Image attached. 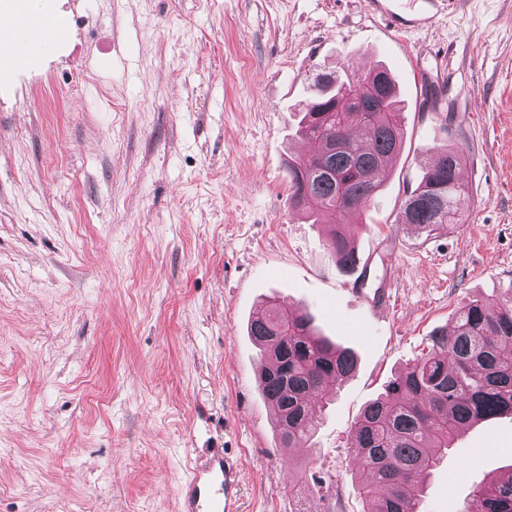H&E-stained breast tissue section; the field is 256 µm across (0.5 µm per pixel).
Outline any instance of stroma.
<instances>
[{"label": "stroma", "mask_w": 512, "mask_h": 512, "mask_svg": "<svg viewBox=\"0 0 512 512\" xmlns=\"http://www.w3.org/2000/svg\"><path fill=\"white\" fill-rule=\"evenodd\" d=\"M67 45L0 87V512H182L228 453L241 512H362L364 406L512 289V0L390 34L363 0H62ZM384 63L404 140L360 216L361 288L294 214L286 165L316 74ZM466 148L460 223L394 220L425 157ZM358 357L310 446L283 449L247 322L270 298ZM512 465V418L442 450L420 512Z\"/></svg>", "instance_id": "1"}]
</instances>
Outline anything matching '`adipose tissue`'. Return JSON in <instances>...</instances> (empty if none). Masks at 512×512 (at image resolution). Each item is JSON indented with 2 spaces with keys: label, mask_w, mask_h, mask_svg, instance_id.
Returning a JSON list of instances; mask_svg holds the SVG:
<instances>
[{
  "label": "adipose tissue",
  "mask_w": 512,
  "mask_h": 512,
  "mask_svg": "<svg viewBox=\"0 0 512 512\" xmlns=\"http://www.w3.org/2000/svg\"><path fill=\"white\" fill-rule=\"evenodd\" d=\"M58 18V0H0V25L9 26L15 36L26 38L28 50L24 57L32 62L55 50V43L40 37L39 28Z\"/></svg>",
  "instance_id": "adipose-tissue-1"
}]
</instances>
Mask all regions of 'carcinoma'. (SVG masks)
<instances>
[{
	"instance_id": "cac0c4a2",
	"label": "carcinoma",
	"mask_w": 512,
	"mask_h": 512,
	"mask_svg": "<svg viewBox=\"0 0 512 512\" xmlns=\"http://www.w3.org/2000/svg\"><path fill=\"white\" fill-rule=\"evenodd\" d=\"M314 85L297 130L313 151L288 163L289 199L298 211L332 216L327 246L350 270L355 235L344 218L381 187L386 158L402 145L401 109L385 69L341 80L322 73ZM464 158L459 146L438 148L395 223L421 234L457 223L468 197ZM248 332L263 352L261 393L280 444L293 448L314 435L316 405L355 372L357 358L321 336L308 312L277 303L258 310ZM505 413L512 415V296L475 299L457 311L452 333H433L428 351L393 375L355 422L350 449L364 512H418L422 480L448 440ZM467 512H512V468L476 484Z\"/></svg>"
}]
</instances>
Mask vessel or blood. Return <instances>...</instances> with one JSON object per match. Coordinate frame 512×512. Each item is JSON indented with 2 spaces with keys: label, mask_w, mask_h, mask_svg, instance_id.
Instances as JSON below:
<instances>
[{
  "label": "vessel or blood",
  "mask_w": 512,
  "mask_h": 512,
  "mask_svg": "<svg viewBox=\"0 0 512 512\" xmlns=\"http://www.w3.org/2000/svg\"><path fill=\"white\" fill-rule=\"evenodd\" d=\"M371 20L401 33L432 25L457 9V0H365ZM237 463L215 455L204 472H193L183 487L184 512H239Z\"/></svg>",
  "instance_id": "b4317fda"
}]
</instances>
